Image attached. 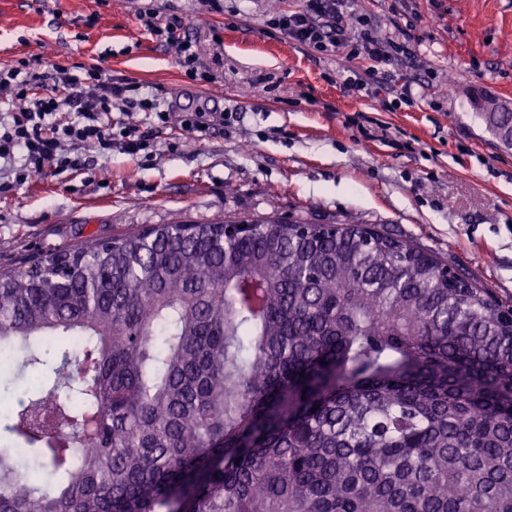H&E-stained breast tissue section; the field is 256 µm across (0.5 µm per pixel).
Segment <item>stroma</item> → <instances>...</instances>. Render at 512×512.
Listing matches in <instances>:
<instances>
[{"label":"stroma","instance_id":"1","mask_svg":"<svg viewBox=\"0 0 512 512\" xmlns=\"http://www.w3.org/2000/svg\"><path fill=\"white\" fill-rule=\"evenodd\" d=\"M305 0H0V66L21 58L101 65L183 111L236 113L183 143L179 121L144 112L143 161L95 159L103 186L35 178L0 193V267L178 217L206 224L275 215L333 224L354 219L413 241L512 305V144L472 100L512 104V0H349L350 31L412 37L392 66L319 53L269 27ZM182 18L214 82L181 67L175 47L137 15ZM365 81L347 89V77ZM408 88V99L389 84Z\"/></svg>","mask_w":512,"mask_h":512}]
</instances>
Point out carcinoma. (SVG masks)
<instances>
[{
  "mask_svg": "<svg viewBox=\"0 0 512 512\" xmlns=\"http://www.w3.org/2000/svg\"><path fill=\"white\" fill-rule=\"evenodd\" d=\"M479 109L512 143V107ZM251 224L0 271V355L82 346L24 362L0 512H512V307L353 221Z\"/></svg>",
  "mask_w": 512,
  "mask_h": 512,
  "instance_id": "1",
  "label": "carcinoma"
}]
</instances>
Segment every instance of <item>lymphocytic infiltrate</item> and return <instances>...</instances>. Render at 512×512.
<instances>
[{"label":"lymphocytic infiltrate","instance_id":"lymphocytic-infiltrate-1","mask_svg":"<svg viewBox=\"0 0 512 512\" xmlns=\"http://www.w3.org/2000/svg\"><path fill=\"white\" fill-rule=\"evenodd\" d=\"M345 0H306L303 10L284 13L271 24L286 38L317 51L344 52L347 58L368 56L386 63L411 54L408 41H384L364 31L350 36ZM144 30L176 45L179 63L197 74L201 62L184 22H159L153 13L139 15ZM9 94L11 108L0 113V191L25 184L36 175L57 177L86 170L88 154L108 157L118 151L141 158L150 148V135L139 126L112 116L115 103L154 114L168 123L171 109L142 96L134 82H116L97 65L84 76L71 74L66 65L43 67L21 59L0 68V94Z\"/></svg>","mask_w":512,"mask_h":512}]
</instances>
